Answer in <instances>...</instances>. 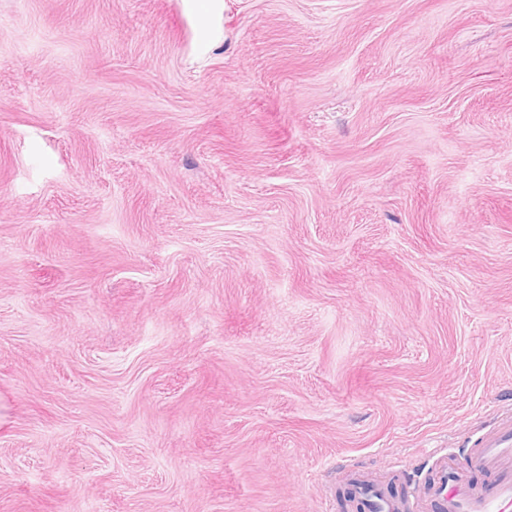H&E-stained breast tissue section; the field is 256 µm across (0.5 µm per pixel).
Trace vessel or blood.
Returning <instances> with one entry per match:
<instances>
[{
    "label": "vessel or blood",
    "instance_id": "obj_1",
    "mask_svg": "<svg viewBox=\"0 0 512 512\" xmlns=\"http://www.w3.org/2000/svg\"><path fill=\"white\" fill-rule=\"evenodd\" d=\"M345 488L353 512H512V415H503L465 455H439L420 495L361 469L346 473Z\"/></svg>",
    "mask_w": 512,
    "mask_h": 512
}]
</instances>
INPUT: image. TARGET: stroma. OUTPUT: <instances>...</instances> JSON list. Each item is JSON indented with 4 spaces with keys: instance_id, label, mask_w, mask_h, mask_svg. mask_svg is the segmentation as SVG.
<instances>
[{
    "instance_id": "obj_1",
    "label": "stroma",
    "mask_w": 512,
    "mask_h": 512,
    "mask_svg": "<svg viewBox=\"0 0 512 512\" xmlns=\"http://www.w3.org/2000/svg\"><path fill=\"white\" fill-rule=\"evenodd\" d=\"M512 409V0H0V512H347Z\"/></svg>"
}]
</instances>
